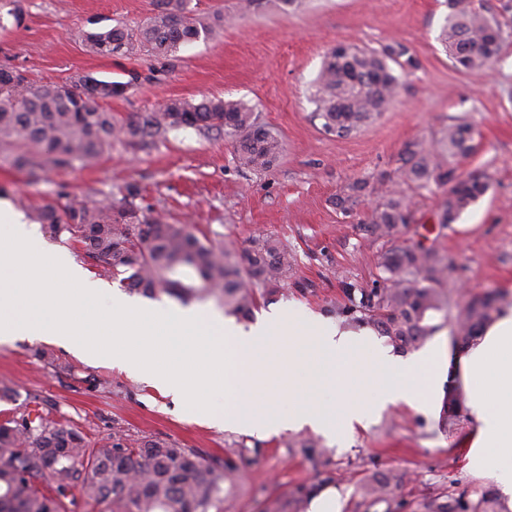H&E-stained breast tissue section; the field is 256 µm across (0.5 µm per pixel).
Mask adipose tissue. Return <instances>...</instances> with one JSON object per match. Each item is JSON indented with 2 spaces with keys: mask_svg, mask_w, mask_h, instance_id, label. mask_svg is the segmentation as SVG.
I'll return each instance as SVG.
<instances>
[{
  "mask_svg": "<svg viewBox=\"0 0 512 512\" xmlns=\"http://www.w3.org/2000/svg\"><path fill=\"white\" fill-rule=\"evenodd\" d=\"M112 333L134 339L126 366L194 412L205 380L187 359L223 366L227 383L245 399L214 425L260 438L306 428L331 438L392 406L431 414L442 396L455 398L475 423L463 440L469 469L492 473L499 492L512 500V306L484 327L477 344L458 352L444 389L420 379L422 366L436 359L434 350L400 361L376 346L370 330L342 331L292 308L246 330L201 308H148L117 295ZM161 358L170 363L162 373L156 369ZM329 388L337 391L335 403L317 401ZM283 397L284 412L275 407Z\"/></svg>",
  "mask_w": 512,
  "mask_h": 512,
  "instance_id": "obj_1",
  "label": "adipose tissue"
}]
</instances>
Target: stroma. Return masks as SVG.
<instances>
[{
  "label": "stroma",
  "instance_id": "1",
  "mask_svg": "<svg viewBox=\"0 0 512 512\" xmlns=\"http://www.w3.org/2000/svg\"><path fill=\"white\" fill-rule=\"evenodd\" d=\"M198 14L235 16L223 35L180 47L174 57L147 52L109 58L91 52L82 32L117 24L136 27L155 0H20L21 21L0 22V68L16 67L39 85L71 84L91 75L126 83L107 102L118 118L152 111L168 99H240L283 145L278 164L265 172L241 168L231 138L217 131H173L148 146L117 142L96 164L30 173L0 155V198L18 211L58 191L75 200H121L128 185L140 206L164 210L196 236L221 235L244 249L258 234L287 243L296 255L290 283L264 290L253 312L261 319L294 307L345 325L344 285L372 287L379 255L424 241L455 269L442 286L449 305L433 314L429 344L447 349L462 300L498 290L512 306V40L481 72L453 67L438 35L445 0H189ZM400 43L419 65L402 79L395 102L371 124L347 136L325 132L315 119L314 82L326 53L339 44L381 49ZM474 132L472 156L461 171L480 170L487 193L448 226L439 223L447 189H411L414 221L391 238L368 225L385 193L399 187L396 169L405 146L430 144L448 125ZM363 191H353L354 183ZM212 383L198 414L184 401L121 365L117 356L90 361L48 338L0 345V420L37 410L74 426L91 440L115 432L179 442L214 470L231 468L224 512H292L291 502L316 485L335 487L340 512H424L433 498L467 493L478 499L495 479L467 467L460 445L471 424L464 415L425 416L405 407L382 413L368 427L337 439L303 431L268 438L211 425L209 414L238 404L225 390L223 370L202 368ZM401 481L383 501L368 486L388 474Z\"/></svg>",
  "mask_w": 512,
  "mask_h": 512
}]
</instances>
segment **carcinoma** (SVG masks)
Here are the masks:
<instances>
[{"label": "carcinoma", "mask_w": 512, "mask_h": 512, "mask_svg": "<svg viewBox=\"0 0 512 512\" xmlns=\"http://www.w3.org/2000/svg\"><path fill=\"white\" fill-rule=\"evenodd\" d=\"M224 30V12L192 13L187 0H156L155 9L135 28L117 24L89 32L93 53L133 56L146 49L166 58L180 47L212 40ZM512 29L488 0H448L440 41L453 65L465 72L486 69L500 54ZM417 67L400 45L382 50L342 46L331 49L316 78L314 117L338 136L371 123L393 103L401 86L397 72ZM126 84L85 76L71 85L31 82L22 70L0 68V153L19 169L34 172L88 166L116 141L146 146L183 128L224 131L235 140L241 167L271 169L282 152L280 139L259 125L240 99L204 98L198 103L171 99L157 110L118 119L102 103L121 97ZM470 126L453 124L430 145L407 144L398 174L420 189L449 187L440 223L452 224L488 190L485 174L458 173L451 160L474 151ZM139 189L126 187L122 200L90 203L57 193L55 201L28 205L29 217L45 234L81 245L98 274L112 277L147 296L165 294L187 302L216 297L225 312L251 315L262 289L288 279L295 260L288 246L268 234L251 239L240 254L219 239H199L187 224L136 204ZM408 198L387 194L371 216V233L389 238L412 222ZM380 284H345L352 306L342 314L368 324L397 350L415 348L438 326L432 314L446 305L440 291L450 263L420 243L384 251L378 259ZM496 291L468 297L457 315L454 341L467 346L492 321ZM225 475L213 472L192 449L162 438L115 433L91 442L78 429L53 422L37 410L0 422V512H61L62 499L77 488L89 512H222ZM427 512H495L486 491L473 501L464 495L444 503L429 501Z\"/></svg>", "instance_id": "1"}]
</instances>
